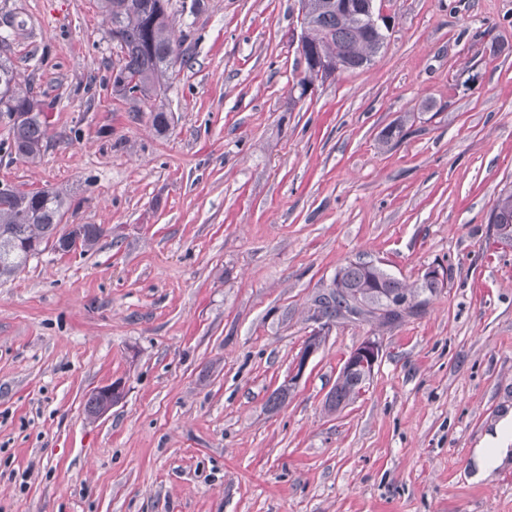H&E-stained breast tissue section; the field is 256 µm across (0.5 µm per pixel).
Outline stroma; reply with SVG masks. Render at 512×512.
Here are the masks:
<instances>
[{"label":"stroma","mask_w":512,"mask_h":512,"mask_svg":"<svg viewBox=\"0 0 512 512\" xmlns=\"http://www.w3.org/2000/svg\"><path fill=\"white\" fill-rule=\"evenodd\" d=\"M298 9L170 0L184 60L134 107L97 0H0L48 104L38 162L0 121V184L67 191L64 224L105 230L0 285V512H512L511 466L468 471L512 407V248L488 238L512 189V0H374L380 54L304 98ZM359 259L448 279L403 322L321 326L315 298ZM369 336L365 394L328 410ZM494 220V223H493ZM488 224L512 235V190L504 189L498 195L491 209ZM121 383H111L105 386L100 387L98 390L95 391V393H100L106 398V402L104 403L100 413H99V404L100 399L97 395H93L89 397L86 406L85 411L88 416L90 417H100L108 413V411L112 408V405H115L118 403L122 397H123V391ZM120 391V392H118ZM113 392V395H112ZM117 392V393H115ZM99 413V414H98Z\"/></svg>","instance_id":"stroma-1"}]
</instances>
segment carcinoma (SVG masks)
Listing matches in <instances>:
<instances>
[{
  "mask_svg": "<svg viewBox=\"0 0 512 512\" xmlns=\"http://www.w3.org/2000/svg\"><path fill=\"white\" fill-rule=\"evenodd\" d=\"M110 25L109 34L120 48L112 65V92L133 102L148 100L163 91L170 69L183 59L181 45L172 36L168 0H99ZM325 0H301L304 30L301 42L308 59L323 55L338 60L342 72L370 65L384 46L385 35L371 28L364 11L338 12L324 7ZM9 37L0 35V120L12 133L9 148L27 162L41 157L48 134L44 116L47 104L34 96L27 81L17 77L11 62ZM171 116L163 108L152 110V127L163 134ZM67 197L58 191L38 196L0 193V280L6 281L26 267L29 259L48 244L61 245L66 233H58L68 210ZM488 223L512 235V190L504 189L491 209ZM82 251L92 249L105 230L99 224H80ZM335 289L316 300L317 309L334 320L345 313L363 312L384 323L416 313L441 282L410 286L368 262L341 267L333 281ZM365 384L359 373L345 374L330 392L332 410L348 404Z\"/></svg>",
  "mask_w": 512,
  "mask_h": 512,
  "instance_id": "carcinoma-1",
  "label": "carcinoma"
}]
</instances>
